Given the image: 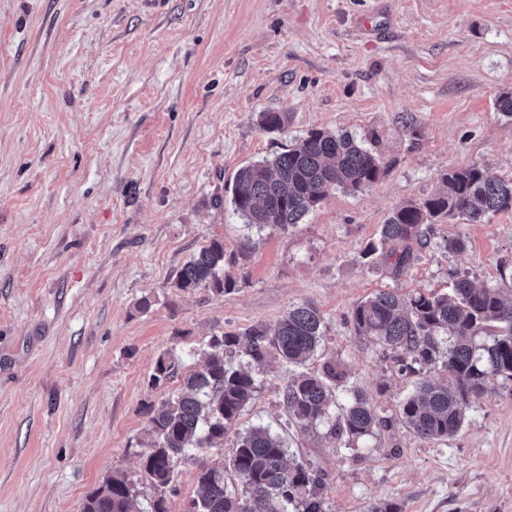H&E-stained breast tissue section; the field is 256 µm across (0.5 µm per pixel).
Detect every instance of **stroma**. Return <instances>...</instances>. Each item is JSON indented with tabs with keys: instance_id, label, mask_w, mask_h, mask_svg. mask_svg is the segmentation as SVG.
Segmentation results:
<instances>
[{
	"instance_id": "35a3bbf8",
	"label": "stroma",
	"mask_w": 512,
	"mask_h": 512,
	"mask_svg": "<svg viewBox=\"0 0 512 512\" xmlns=\"http://www.w3.org/2000/svg\"><path fill=\"white\" fill-rule=\"evenodd\" d=\"M373 12L368 37L359 19ZM505 91L512 0H0V512H80L113 473L151 512L143 407L183 388L151 385L159 355L201 369L213 334L275 327L302 303L325 321L306 371L336 361L396 414L417 376L355 334L354 305L380 289L448 292L453 270L512 289V211L442 224L399 270L362 252L448 169L512 178ZM263 112L288 123L264 130ZM313 129L372 140L388 172L288 231L245 224L226 186ZM445 232L465 250L448 252ZM214 238L235 286L175 288ZM253 372V399L204 461L263 425L325 473L326 512H512V380L471 401L453 437L397 422L347 448L289 424L294 367L271 354Z\"/></svg>"
}]
</instances>
